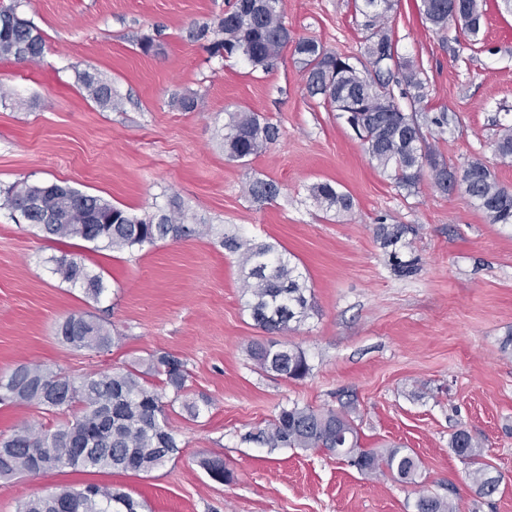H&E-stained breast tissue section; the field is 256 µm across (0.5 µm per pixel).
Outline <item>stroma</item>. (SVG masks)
<instances>
[{"label":"stroma","mask_w":512,"mask_h":512,"mask_svg":"<svg viewBox=\"0 0 512 512\" xmlns=\"http://www.w3.org/2000/svg\"><path fill=\"white\" fill-rule=\"evenodd\" d=\"M232 2L21 0L46 46L35 64L0 59V88L11 92L0 100V374L26 364L78 379L169 353L184 361V397L200 414L169 410L180 452L150 474L66 468L0 479V512L89 483L123 489L146 512H416L422 494L457 512H512V224L488 223L461 186L445 193L426 176L412 191L397 188L344 113L309 96L292 48L264 70L189 39ZM359 4L279 0L278 11L293 38L359 61L368 36ZM419 4L395 0L388 27L399 57L424 72L422 132L448 166L481 159L512 190V157L496 150L501 128L512 125V9L483 0L474 37L453 25L432 29ZM147 37L148 53L140 48ZM86 71L111 84L117 107L88 96L79 80ZM183 95L196 97L194 111L173 105ZM239 110L280 128L246 165L224 150V122ZM442 112L447 125H433ZM256 179L278 182L279 196L252 200ZM23 180L66 184L137 216L177 203L189 223L287 251L312 294L309 318L287 335L309 374L255 369L247 349L269 336L245 306L239 255L217 236L133 252L47 237L6 204L7 189ZM321 182L349 193L353 210L319 207L311 189ZM381 224L408 226L416 273H394ZM65 255L101 274L99 299L54 273L52 258ZM74 313L104 319L114 344H63L56 328ZM347 400L361 447L411 449L417 483L365 476L324 450L249 439L281 408L337 410ZM71 417L0 405V437ZM461 429L500 479L492 496L478 493L451 448ZM214 456L232 481L210 478L202 462Z\"/></svg>","instance_id":"stroma-1"}]
</instances>
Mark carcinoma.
I'll return each mask as SVG.
<instances>
[{"mask_svg":"<svg viewBox=\"0 0 512 512\" xmlns=\"http://www.w3.org/2000/svg\"><path fill=\"white\" fill-rule=\"evenodd\" d=\"M275 2L235 0L216 22L196 25L189 36L208 42L214 56L238 55L266 70L288 46L281 36L284 23ZM372 2L363 0L362 14L371 34L361 66L324 49L313 39L298 40L303 48L296 54L306 69L310 96H321L338 111H360L361 140L371 160L377 168L392 173L397 187L409 191L420 181L413 169L417 155L425 153L436 167L446 169L448 165L436 158L418 122L417 105L426 97L421 68L398 59L384 67L372 63L394 48L385 23L386 14L393 8L392 0H385L386 8L377 11L369 10ZM421 10L432 26L448 27V0H421ZM460 12L455 23L477 35L483 19L480 0H462ZM44 49L43 32L18 18L15 2L1 4L0 57L33 61L42 56ZM80 81L100 106L116 105L110 84L90 72L82 73ZM398 95L409 99L411 111L400 107ZM279 135L276 124L255 112H230L224 123L228 155L244 164L276 142ZM465 169L472 173L465 192L489 223L512 224V192L499 185L479 159L469 161ZM279 193L273 180L256 179L250 184V194L257 202L272 200ZM312 193L329 211L348 213L354 207L352 196L330 183L314 186ZM8 202L14 209H30L29 223L48 236L102 244L112 250L142 251L166 239L185 240L213 232L210 224L184 223V213L177 206L138 218L99 196L57 183H18L9 190ZM407 232L408 227L402 224H381L377 230L383 247L390 249L391 266L401 276L413 274L418 266V258L407 259L397 250ZM220 244L241 257L246 307L259 328L270 334L284 333L291 324L299 325L309 317L313 304L307 296L305 278L287 255L271 244H254L236 234H222ZM54 273L66 283L80 285L93 299L104 291L101 276L75 258L63 256L55 260ZM57 335L77 349L99 350L114 342L103 324L83 314L68 316L59 324ZM249 355L259 371L273 376L298 380L310 372L304 352L296 347L255 342ZM185 383L184 362L166 353L151 356L144 370L135 366L78 380L37 365L18 366L0 376V404L35 405L46 411L76 407L78 414L55 429L26 424L1 440L0 448L8 452L6 457H0V478L37 472V457L47 461L50 470L152 471L179 452L180 442L167 424V410L181 399ZM340 433L347 458L359 472L388 474L404 483H416L419 461L413 453L399 447H359L353 421L348 414L334 409L317 411L297 404L284 407L266 428L249 438L271 449H323L334 453ZM451 448L468 465V478L479 493L494 494L499 479L480 462L481 447L471 434L466 430L454 433ZM203 466L213 480L231 481L232 474L223 459H207ZM416 508L417 512H456L452 502L427 495L418 498ZM19 512H144V505L117 488L87 484L79 490L62 488L33 498L23 503Z\"/></svg>","mask_w":512,"mask_h":512,"instance_id":"1","label":"carcinoma"}]
</instances>
